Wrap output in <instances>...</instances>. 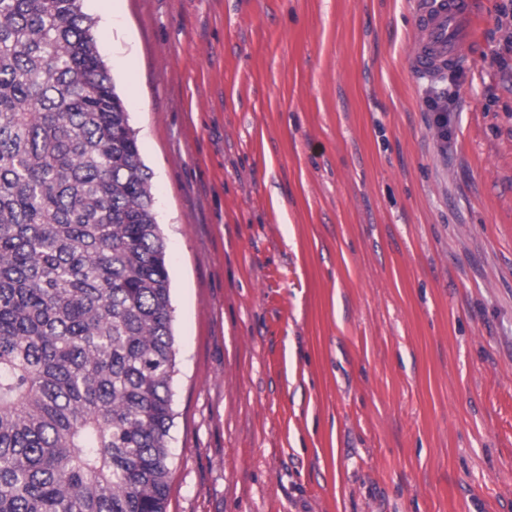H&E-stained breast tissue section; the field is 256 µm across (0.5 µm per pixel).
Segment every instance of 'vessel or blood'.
Returning a JSON list of instances; mask_svg holds the SVG:
<instances>
[{
	"mask_svg": "<svg viewBox=\"0 0 512 512\" xmlns=\"http://www.w3.org/2000/svg\"><path fill=\"white\" fill-rule=\"evenodd\" d=\"M479 15V0H423L416 16L411 66L435 73L456 64Z\"/></svg>",
	"mask_w": 512,
	"mask_h": 512,
	"instance_id": "b4317fda",
	"label": "vessel or blood"
}]
</instances>
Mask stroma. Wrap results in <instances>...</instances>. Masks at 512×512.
I'll list each match as a JSON object with an SVG mask.
<instances>
[{
  "label": "stroma",
  "instance_id": "obj_1",
  "mask_svg": "<svg viewBox=\"0 0 512 512\" xmlns=\"http://www.w3.org/2000/svg\"><path fill=\"white\" fill-rule=\"evenodd\" d=\"M420 2L84 0L165 237L167 512H512L503 0L437 75Z\"/></svg>",
  "mask_w": 512,
  "mask_h": 512
}]
</instances>
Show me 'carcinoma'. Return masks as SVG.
<instances>
[{"mask_svg": "<svg viewBox=\"0 0 512 512\" xmlns=\"http://www.w3.org/2000/svg\"><path fill=\"white\" fill-rule=\"evenodd\" d=\"M82 0H0V512H166L151 174Z\"/></svg>", "mask_w": 512, "mask_h": 512, "instance_id": "carcinoma-1", "label": "carcinoma"}]
</instances>
